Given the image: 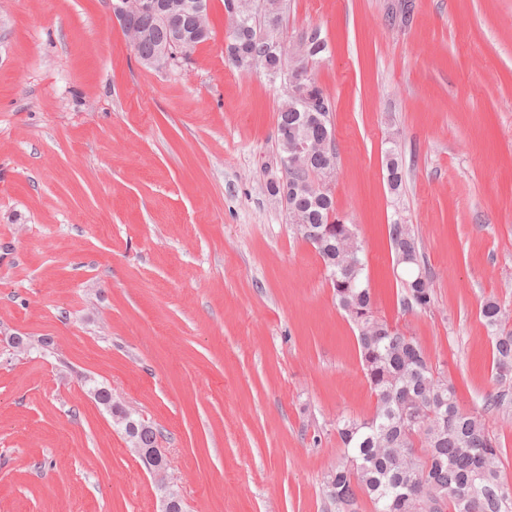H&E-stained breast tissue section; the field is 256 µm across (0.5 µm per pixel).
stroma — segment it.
I'll return each instance as SVG.
<instances>
[{"label": "stroma", "instance_id": "stroma-1", "mask_svg": "<svg viewBox=\"0 0 512 512\" xmlns=\"http://www.w3.org/2000/svg\"><path fill=\"white\" fill-rule=\"evenodd\" d=\"M210 9L208 41L147 69L106 0H0V512H157L88 378L160 430L186 512H329L334 423L374 410L353 326L267 189L281 82L228 62ZM315 27L336 210L377 307L481 408L479 305L512 309V0H286L285 44ZM394 222L431 278L415 314ZM388 236L395 251L405 253L419 252L418 241L414 229L409 224H389Z\"/></svg>", "mask_w": 512, "mask_h": 512}]
</instances>
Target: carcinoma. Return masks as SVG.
I'll list each match as a JSON object with an SVG mask.
<instances>
[{
	"instance_id": "obj_1",
	"label": "carcinoma",
	"mask_w": 512,
	"mask_h": 512,
	"mask_svg": "<svg viewBox=\"0 0 512 512\" xmlns=\"http://www.w3.org/2000/svg\"><path fill=\"white\" fill-rule=\"evenodd\" d=\"M263 19H237L246 39L262 52L264 68L277 79L298 77L315 68L328 50L317 36V50L308 57L287 61L281 45L283 0H264ZM170 33L155 29L135 47L137 57L151 55ZM305 102L284 98L278 113L279 156L287 154L289 139L312 134L335 139L331 121L310 125ZM292 224H306L320 243L315 249L328 274L338 307L356 327L364 377L375 398L368 418L336 419L340 448L327 470L323 492L334 512H357L359 494L368 496L373 512H512V483L502 475L507 452L492 434L487 413L512 408V330L509 312L494 298L480 308L492 332L494 389L479 410H464L454 386L433 367L430 357L411 336L382 316L365 275L366 262L358 236L346 234L333 198L322 199L309 190L288 199ZM396 251L418 250L409 224L388 225ZM433 298L431 281L421 266L410 269L400 308L422 312ZM89 392L121 429L129 422L127 411L112 400L111 391L89 378ZM157 428L142 422L129 440L132 448H150Z\"/></svg>"
}]
</instances>
